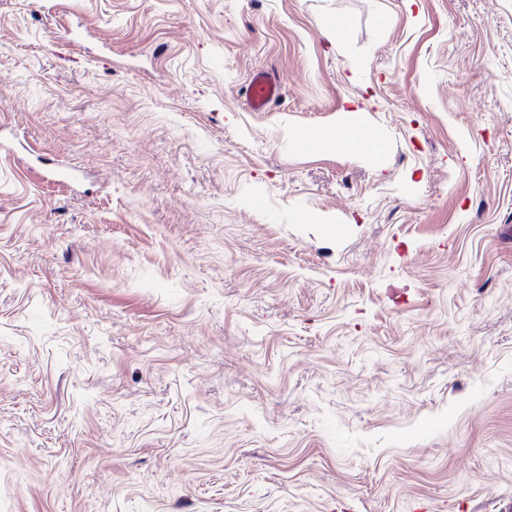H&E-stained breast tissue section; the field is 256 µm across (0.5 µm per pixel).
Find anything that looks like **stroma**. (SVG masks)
<instances>
[{
  "mask_svg": "<svg viewBox=\"0 0 512 512\" xmlns=\"http://www.w3.org/2000/svg\"><path fill=\"white\" fill-rule=\"evenodd\" d=\"M0 512H512V0H0ZM281 94L279 82L266 71L255 72L249 82L248 102L252 110L261 112ZM347 112V123L338 132V136L353 144L357 149H364L367 151H378L381 148L379 138L376 136L374 139L371 134L364 129L360 124V112L358 108L349 109Z\"/></svg>",
  "mask_w": 512,
  "mask_h": 512,
  "instance_id": "stroma-1",
  "label": "stroma"
}]
</instances>
